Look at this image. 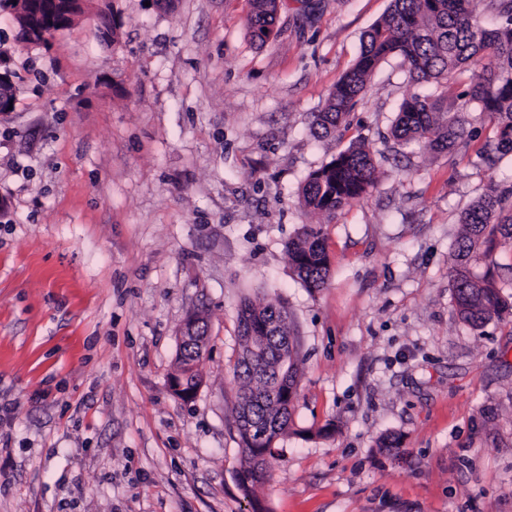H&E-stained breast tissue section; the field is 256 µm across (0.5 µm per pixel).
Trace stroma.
Returning a JSON list of instances; mask_svg holds the SVG:
<instances>
[{
	"instance_id": "1",
	"label": "stroma",
	"mask_w": 512,
	"mask_h": 512,
	"mask_svg": "<svg viewBox=\"0 0 512 512\" xmlns=\"http://www.w3.org/2000/svg\"><path fill=\"white\" fill-rule=\"evenodd\" d=\"M20 46L0 113V512H512V315L474 328L449 284L460 217L512 154L494 119L449 152L398 142L408 93L383 62L343 136L313 132L391 0H283L255 44L249 0H111ZM375 186L319 220L300 187L350 143ZM320 224L328 285L290 272ZM277 297L299 342L291 428L244 497L232 367L243 301ZM209 326L192 401L168 383L179 328ZM323 429L308 438L307 429ZM398 436L388 451L378 442Z\"/></svg>"
}]
</instances>
